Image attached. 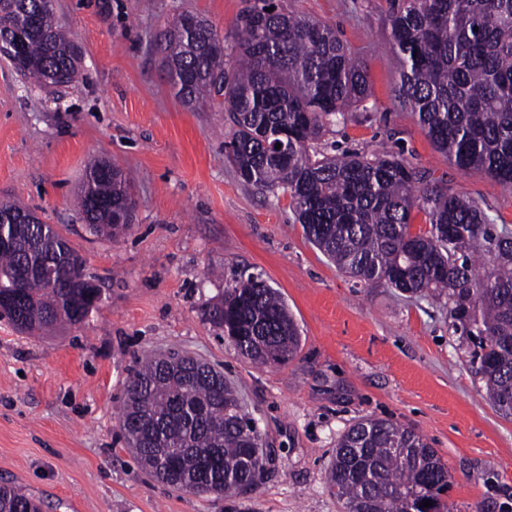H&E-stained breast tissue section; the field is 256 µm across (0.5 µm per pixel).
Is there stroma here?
<instances>
[{"mask_svg":"<svg viewBox=\"0 0 512 512\" xmlns=\"http://www.w3.org/2000/svg\"><path fill=\"white\" fill-rule=\"evenodd\" d=\"M336 26L366 68L368 98L320 144L398 152L430 180L512 227V188L458 171L399 97L387 0H275ZM249 0H54L82 51L75 80L40 85L0 56V200L33 209L85 261L104 299L85 325L38 337L0 320V484L43 512H343L325 483L339 435L362 417L419 432L447 465L454 512H512V420L490 404L448 310L339 272L295 224L291 199L244 182L225 155L219 108L176 97L156 51L183 13L232 34ZM120 165L136 208L115 240L72 206L86 169ZM261 277L302 336L296 357L261 367L205 315L237 279ZM175 348L223 372L274 450L260 486L193 495L141 469L119 429L139 359Z\"/></svg>","mask_w":512,"mask_h":512,"instance_id":"35a3bbf8","label":"stroma"}]
</instances>
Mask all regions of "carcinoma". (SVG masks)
I'll use <instances>...</instances> for the list:
<instances>
[{
  "mask_svg": "<svg viewBox=\"0 0 512 512\" xmlns=\"http://www.w3.org/2000/svg\"><path fill=\"white\" fill-rule=\"evenodd\" d=\"M186 18L157 42L162 67L185 106L216 103L225 112L232 137L224 149L242 180L288 192L304 236L339 271L407 298L445 299L449 328L492 405L511 418L512 229L393 151L311 148L369 95L365 69L332 25L273 0H252L231 42L208 20ZM389 22L404 102L435 147L456 169L512 188V0H389ZM0 55L66 86L80 52L43 0H0ZM76 204L94 236L114 240L132 223L131 184L116 163L89 167ZM415 209L428 230L411 232ZM23 214L32 211L0 203L4 231L17 239L0 249L3 318L41 336L83 324L91 299L71 288L88 277L83 260L69 246L53 251L62 236L50 224L12 225ZM208 319L258 366L282 365L300 347L288 304L259 277L225 289ZM119 428L143 469L197 495L250 492L272 461L224 375L177 351L131 374ZM326 487L344 512H453L447 466L421 434L389 419L361 418L339 436ZM0 512L41 505L6 483Z\"/></svg>",
  "mask_w": 512,
  "mask_h": 512,
  "instance_id": "cac0c4a2",
  "label": "carcinoma"
}]
</instances>
